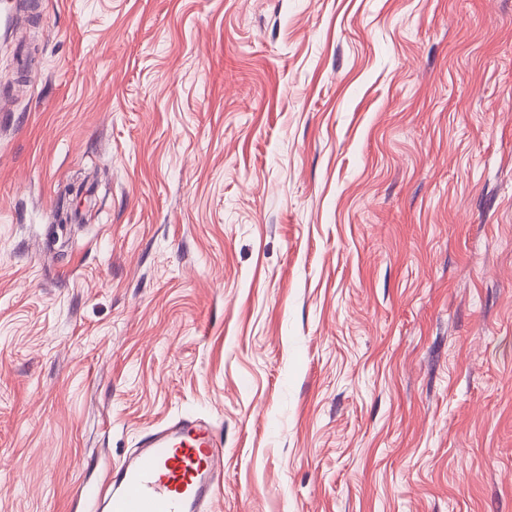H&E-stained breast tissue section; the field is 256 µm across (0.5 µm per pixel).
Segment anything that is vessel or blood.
<instances>
[{
	"instance_id": "1",
	"label": "vessel or blood",
	"mask_w": 512,
	"mask_h": 512,
	"mask_svg": "<svg viewBox=\"0 0 512 512\" xmlns=\"http://www.w3.org/2000/svg\"><path fill=\"white\" fill-rule=\"evenodd\" d=\"M223 480L212 427L184 418L147 435L87 500L91 512H212Z\"/></svg>"
}]
</instances>
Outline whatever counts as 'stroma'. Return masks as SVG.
<instances>
[{"label":"stroma","mask_w":512,"mask_h":512,"mask_svg":"<svg viewBox=\"0 0 512 512\" xmlns=\"http://www.w3.org/2000/svg\"><path fill=\"white\" fill-rule=\"evenodd\" d=\"M0 26V512L178 417L215 512H512V0H36Z\"/></svg>","instance_id":"obj_1"}]
</instances>
